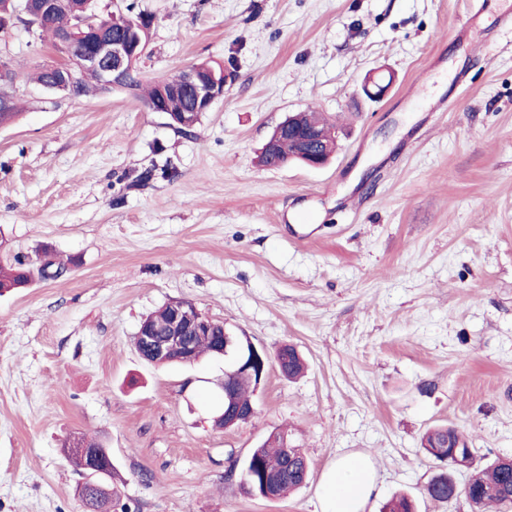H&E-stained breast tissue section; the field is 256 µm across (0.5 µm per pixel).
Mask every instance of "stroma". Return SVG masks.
I'll return each instance as SVG.
<instances>
[{
    "instance_id": "35a3bbf8",
    "label": "stroma",
    "mask_w": 512,
    "mask_h": 512,
    "mask_svg": "<svg viewBox=\"0 0 512 512\" xmlns=\"http://www.w3.org/2000/svg\"><path fill=\"white\" fill-rule=\"evenodd\" d=\"M153 18L145 80L209 61L232 80L190 134L133 96L71 98L30 75L62 55L16 23L0 62L23 108L0 127V264L62 265L0 294V512H84L63 452L102 440L130 512H320L324 473L367 455L378 492L435 503L421 439L447 425L479 461L512 457V31L500 0H135ZM390 82L369 99L368 78ZM335 123L327 164L257 155L288 115ZM173 163L144 186L125 175ZM366 195L354 205L356 194ZM308 217L311 239L291 231ZM192 302L269 366L257 415L215 427L224 362L157 367L141 321ZM287 431L306 485L268 501L241 466Z\"/></svg>"
}]
</instances>
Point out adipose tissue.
<instances>
[{
	"label": "adipose tissue",
	"mask_w": 512,
	"mask_h": 512,
	"mask_svg": "<svg viewBox=\"0 0 512 512\" xmlns=\"http://www.w3.org/2000/svg\"><path fill=\"white\" fill-rule=\"evenodd\" d=\"M376 487L377 476L366 456H341L321 482V512H365Z\"/></svg>",
	"instance_id": "1"
}]
</instances>
